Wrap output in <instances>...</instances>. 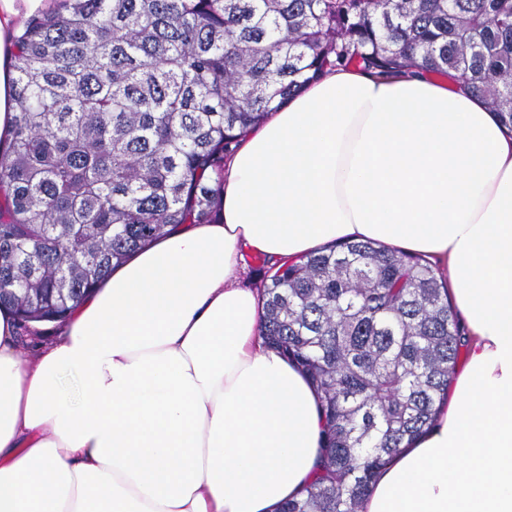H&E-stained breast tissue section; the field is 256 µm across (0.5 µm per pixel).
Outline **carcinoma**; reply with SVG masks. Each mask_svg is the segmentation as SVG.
Listing matches in <instances>:
<instances>
[{"instance_id": "obj_1", "label": "carcinoma", "mask_w": 512, "mask_h": 512, "mask_svg": "<svg viewBox=\"0 0 512 512\" xmlns=\"http://www.w3.org/2000/svg\"><path fill=\"white\" fill-rule=\"evenodd\" d=\"M13 58L0 308L20 326L66 321L129 255L212 222L242 139L329 66L449 77L512 127V0H58ZM256 272L261 333L324 418L320 469L280 512H359L447 397V283L372 241Z\"/></svg>"}]
</instances>
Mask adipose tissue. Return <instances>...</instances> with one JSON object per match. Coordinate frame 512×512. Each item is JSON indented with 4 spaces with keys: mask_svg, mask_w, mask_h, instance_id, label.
Instances as JSON below:
<instances>
[{
    "mask_svg": "<svg viewBox=\"0 0 512 512\" xmlns=\"http://www.w3.org/2000/svg\"><path fill=\"white\" fill-rule=\"evenodd\" d=\"M45 7L0 0L5 143L13 38ZM221 199L216 222L118 267L35 358L0 309V512H278L313 479L324 422L265 344L241 262L366 240L447 274L465 365L360 512H512V129L452 80L333 68L247 133Z\"/></svg>",
    "mask_w": 512,
    "mask_h": 512,
    "instance_id": "obj_1",
    "label": "adipose tissue"
}]
</instances>
